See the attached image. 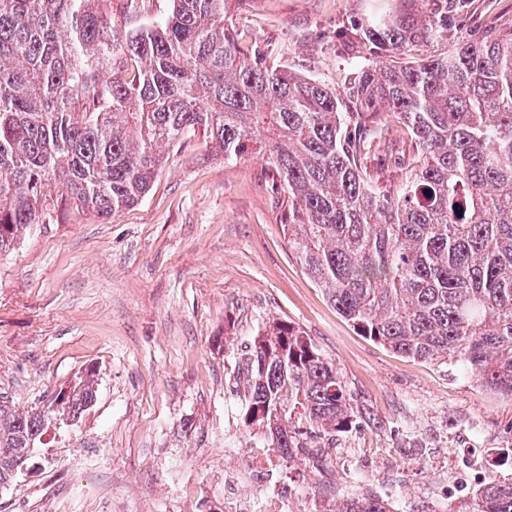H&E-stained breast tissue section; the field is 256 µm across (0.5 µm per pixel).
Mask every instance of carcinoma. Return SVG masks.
<instances>
[{
	"instance_id": "cac0c4a2",
	"label": "carcinoma",
	"mask_w": 512,
	"mask_h": 512,
	"mask_svg": "<svg viewBox=\"0 0 512 512\" xmlns=\"http://www.w3.org/2000/svg\"><path fill=\"white\" fill-rule=\"evenodd\" d=\"M229 4L172 0L164 22L122 32L112 0H0V254L54 198L102 219L137 204L165 150L200 132L226 161L269 155L288 245L362 335L512 395V32L395 61L432 25L375 18L363 36L377 59L344 101L267 70ZM387 119L413 152L393 159L386 192L361 160ZM240 375L247 424L285 458L350 422L336 366L295 327L266 325ZM95 385L94 371L78 376L65 411H86ZM42 408L0 401V459L27 463L52 426ZM336 512L388 510L357 497ZM467 512H512V477Z\"/></svg>"
}]
</instances>
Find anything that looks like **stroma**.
Wrapping results in <instances>:
<instances>
[{"label": "stroma", "instance_id": "1", "mask_svg": "<svg viewBox=\"0 0 512 512\" xmlns=\"http://www.w3.org/2000/svg\"><path fill=\"white\" fill-rule=\"evenodd\" d=\"M388 14L443 19L436 0H237L229 17L268 69L343 97L373 60L362 29ZM444 19L447 36L406 58L511 33L512 0H460ZM287 211L267 159L227 162L195 136L138 204L104 220L56 209L0 255V397L27 410L87 370L97 382L76 423L48 431L36 469L0 487V512H220L225 449L264 445L237 376L272 321L332 360L353 409L335 441L293 450L284 495L341 503L392 486L389 512H437L440 468L471 448L512 449V396L362 336L302 270Z\"/></svg>", "mask_w": 512, "mask_h": 512}]
</instances>
